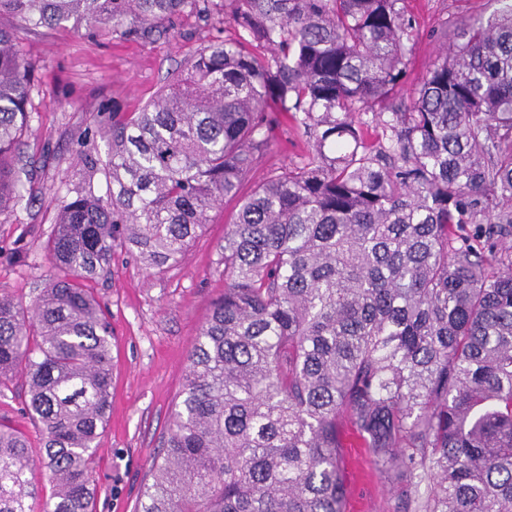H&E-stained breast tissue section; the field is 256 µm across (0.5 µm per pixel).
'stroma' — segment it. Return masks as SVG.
I'll return each mask as SVG.
<instances>
[{"instance_id":"35a3bbf8","label":"stroma","mask_w":512,"mask_h":512,"mask_svg":"<svg viewBox=\"0 0 512 512\" xmlns=\"http://www.w3.org/2000/svg\"><path fill=\"white\" fill-rule=\"evenodd\" d=\"M421 32L403 91L433 68L445 33L469 17L490 13V0H405ZM24 61L35 75L30 128L21 150L32 169L31 199L0 214V294L31 304L52 270L45 245L56 212L78 187L85 170L79 150L103 159L108 142L97 114L111 108L139 111L163 86L168 71L196 50L231 32L229 24L196 14L175 21L171 34L126 41L86 29L29 28L2 15ZM306 145L293 128H280L273 153L254 173L299 163ZM236 203L224 201L184 258L149 269L124 248H115L109 272L88 281L112 324V405L92 460L96 512H137L141 488L168 426L172 404L183 389L188 355L211 303L224 291V226ZM349 500L371 499L374 512H396L394 484L367 469L363 479L344 478Z\"/></svg>"}]
</instances>
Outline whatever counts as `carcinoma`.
<instances>
[{
	"label": "carcinoma",
	"instance_id": "carcinoma-1",
	"mask_svg": "<svg viewBox=\"0 0 512 512\" xmlns=\"http://www.w3.org/2000/svg\"><path fill=\"white\" fill-rule=\"evenodd\" d=\"M492 2L385 113L418 37L404 0H0L126 40L187 11L235 27L140 111L100 112L105 194L75 191L47 242L69 277L28 307L0 295V387L24 379L51 487L0 420V512H91L112 326L84 283L118 245L178 262L226 198L224 294L137 512H345L347 428L400 471L397 512H512V0ZM32 88L0 28V214L23 199ZM288 124L308 153L241 195Z\"/></svg>",
	"mask_w": 512,
	"mask_h": 512
}]
</instances>
